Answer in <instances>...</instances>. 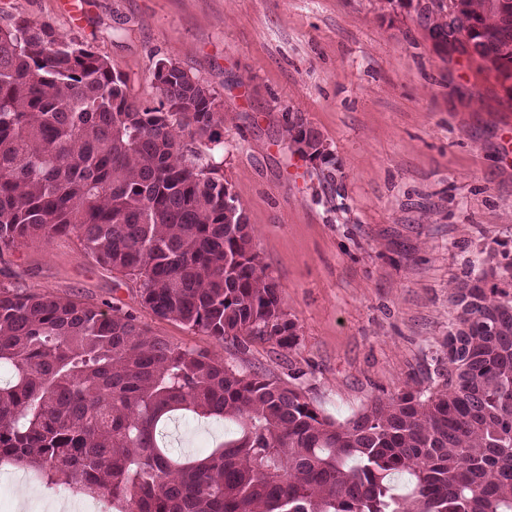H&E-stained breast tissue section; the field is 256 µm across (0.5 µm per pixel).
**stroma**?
Returning <instances> with one entry per match:
<instances>
[{"label":"stroma","instance_id":"stroma-1","mask_svg":"<svg viewBox=\"0 0 512 512\" xmlns=\"http://www.w3.org/2000/svg\"><path fill=\"white\" fill-rule=\"evenodd\" d=\"M0 0L112 62L148 106L158 59L221 104L222 172L279 287L296 342L244 346L155 316L141 283L97 264L75 235L0 248V289L132 313L149 335L242 373L301 387L343 422L404 387L429 393L455 286L512 275V111L493 75L446 55L410 0ZM327 146L335 180L287 148L286 113ZM44 478L0 512H53Z\"/></svg>","mask_w":512,"mask_h":512}]
</instances>
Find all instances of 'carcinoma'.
<instances>
[{"label": "carcinoma", "instance_id": "cac0c4a2", "mask_svg": "<svg viewBox=\"0 0 512 512\" xmlns=\"http://www.w3.org/2000/svg\"><path fill=\"white\" fill-rule=\"evenodd\" d=\"M495 73L512 100V0H439L430 38ZM106 58L46 24L0 25V247L74 233L100 265L142 282L159 318L224 341L295 340L278 285L224 203V175L185 136L218 141L215 96L155 62L160 106ZM285 140L320 134L288 117ZM457 285L445 389L404 388L352 418L298 387L150 336L136 318L0 289V462L112 512H512V279ZM239 424L204 456L160 442L175 413ZM410 478L399 495L396 476Z\"/></svg>", "mask_w": 512, "mask_h": 512}]
</instances>
